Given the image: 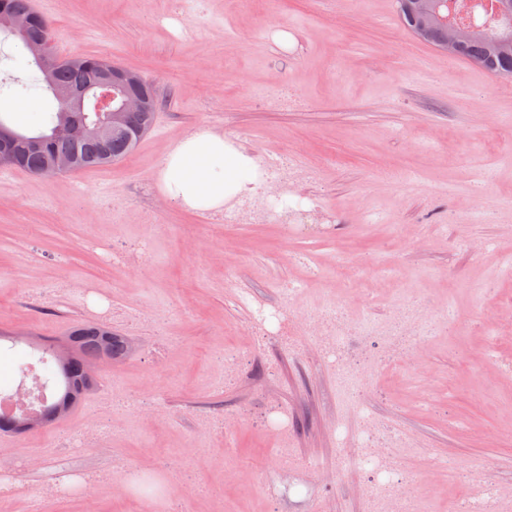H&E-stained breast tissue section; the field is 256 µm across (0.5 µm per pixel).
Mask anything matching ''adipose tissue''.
<instances>
[{"mask_svg": "<svg viewBox=\"0 0 512 512\" xmlns=\"http://www.w3.org/2000/svg\"><path fill=\"white\" fill-rule=\"evenodd\" d=\"M161 194L188 209L220 212L226 200L253 189L252 158L211 129L184 137L163 158L157 173Z\"/></svg>", "mask_w": 512, "mask_h": 512, "instance_id": "obj_1", "label": "adipose tissue"}]
</instances>
